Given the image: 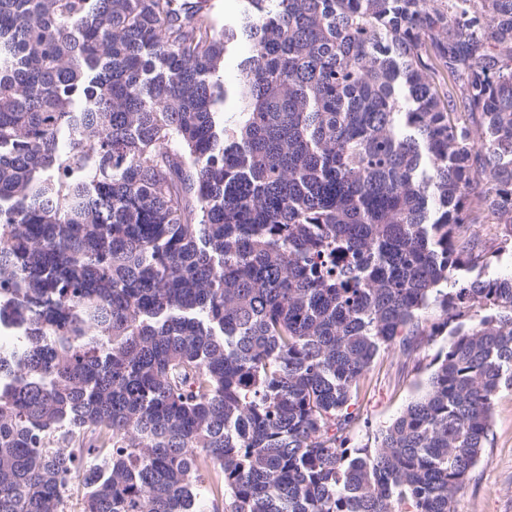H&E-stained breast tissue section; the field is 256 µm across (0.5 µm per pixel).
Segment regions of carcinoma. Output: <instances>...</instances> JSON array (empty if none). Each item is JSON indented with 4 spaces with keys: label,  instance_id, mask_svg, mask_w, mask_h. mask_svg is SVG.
Returning a JSON list of instances; mask_svg holds the SVG:
<instances>
[{
    "label": "carcinoma",
    "instance_id": "obj_1",
    "mask_svg": "<svg viewBox=\"0 0 512 512\" xmlns=\"http://www.w3.org/2000/svg\"><path fill=\"white\" fill-rule=\"evenodd\" d=\"M204 2L0 0V512H201L205 466L224 512H452L512 390V275L448 288L512 214V0ZM475 306L355 447L380 352ZM243 0H209L211 14L218 28H224L225 23L237 18L242 10Z\"/></svg>",
    "mask_w": 512,
    "mask_h": 512
}]
</instances>
